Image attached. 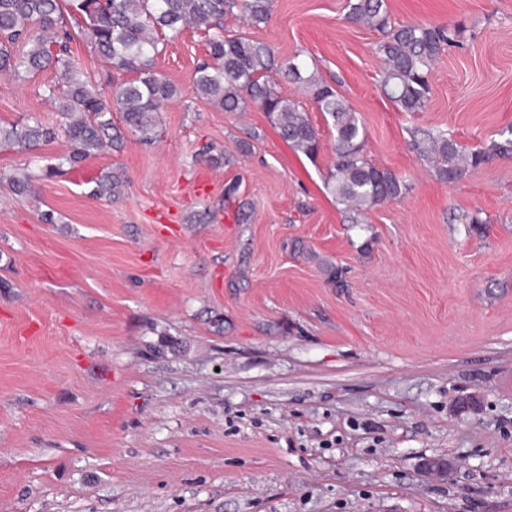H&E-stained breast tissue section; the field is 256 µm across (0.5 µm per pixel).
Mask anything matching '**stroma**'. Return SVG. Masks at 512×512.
<instances>
[{"label": "stroma", "instance_id": "1", "mask_svg": "<svg viewBox=\"0 0 512 512\" xmlns=\"http://www.w3.org/2000/svg\"><path fill=\"white\" fill-rule=\"evenodd\" d=\"M345 3L225 25L303 53L367 158L410 181L367 223L326 191L332 136L295 85L313 159L258 106L192 93V28L157 59L180 90L160 138L54 175L65 138L0 149V512H512V158L448 185L411 148L417 128L471 149L512 128V0H387L457 32L415 113L382 96V35ZM54 79L0 75V124L56 125ZM17 173L33 195L9 191ZM105 173L119 195L92 198Z\"/></svg>", "mask_w": 512, "mask_h": 512}]
</instances>
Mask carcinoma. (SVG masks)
Returning <instances> with one entry per match:
<instances>
[{
    "mask_svg": "<svg viewBox=\"0 0 512 512\" xmlns=\"http://www.w3.org/2000/svg\"><path fill=\"white\" fill-rule=\"evenodd\" d=\"M273 0H0V74L17 78L52 69L57 82L43 90L63 120L71 151L62 161L74 167L121 139L112 111L122 112L127 129L142 141L159 134V112L178 96L176 86L156 68L159 45L179 38L188 25L205 38L207 60L192 77V92L226 112L258 104L279 136L307 157L319 149V129L300 102L282 95L280 84L299 86L325 116L333 135L332 164L325 188L343 207L350 224L367 223L366 214L403 198L407 180L378 167L364 153V128L358 113L309 68L300 56L280 59L270 44L227 32L233 16L253 26L272 19ZM345 19L377 30L382 59V95L403 112H422L431 93L430 75L441 51L452 42L445 25L395 24L385 0H347ZM87 35L97 54L118 76L104 89L87 75L71 49L74 32ZM57 132L34 119L0 127V146L32 150ZM413 150L435 176L455 184L495 157L512 156L508 136L486 148L466 150L443 133L418 129ZM120 181H96L93 196L112 197Z\"/></svg>",
    "mask_w": 512,
    "mask_h": 512,
    "instance_id": "cac0c4a2",
    "label": "carcinoma"
}]
</instances>
